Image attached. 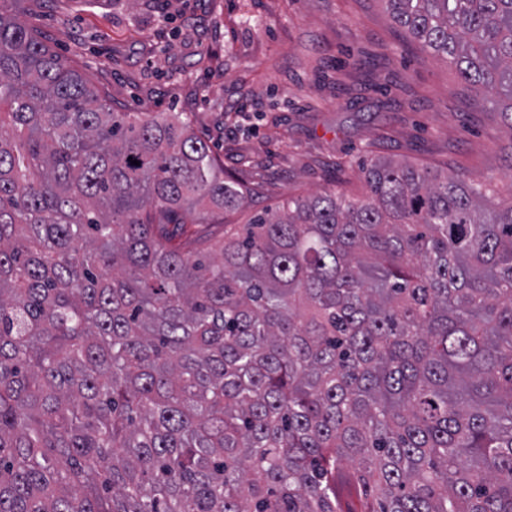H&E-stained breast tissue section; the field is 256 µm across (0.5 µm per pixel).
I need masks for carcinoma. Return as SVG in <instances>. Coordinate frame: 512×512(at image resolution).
<instances>
[{"label": "carcinoma", "instance_id": "obj_1", "mask_svg": "<svg viewBox=\"0 0 512 512\" xmlns=\"http://www.w3.org/2000/svg\"><path fill=\"white\" fill-rule=\"evenodd\" d=\"M512 136V0H384ZM139 164L134 165L132 161ZM255 214L0 10V512H512V199L390 158ZM346 475V480L342 482L340 487L341 497L345 504V510H360L364 501L363 496L354 480V466L350 463H344L342 467Z\"/></svg>", "mask_w": 512, "mask_h": 512}]
</instances>
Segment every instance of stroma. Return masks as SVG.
Here are the masks:
<instances>
[{
	"label": "stroma",
	"instance_id": "1",
	"mask_svg": "<svg viewBox=\"0 0 512 512\" xmlns=\"http://www.w3.org/2000/svg\"><path fill=\"white\" fill-rule=\"evenodd\" d=\"M118 112H181L251 190L243 224L291 197L364 192L387 156L512 195L497 112L421 53L382 0H0Z\"/></svg>",
	"mask_w": 512,
	"mask_h": 512
}]
</instances>
